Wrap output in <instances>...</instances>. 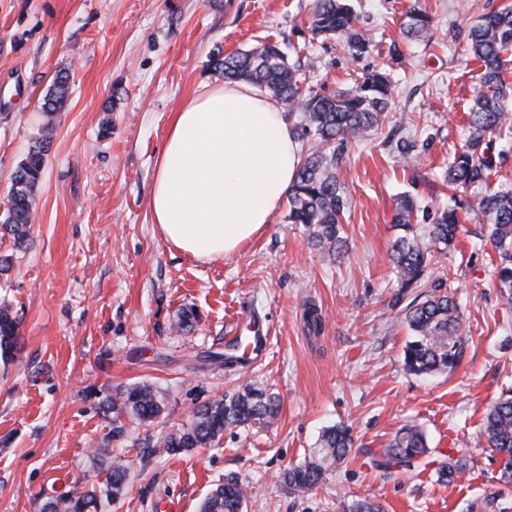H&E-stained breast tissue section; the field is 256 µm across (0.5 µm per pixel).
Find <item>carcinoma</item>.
<instances>
[{
    "label": "carcinoma",
    "mask_w": 512,
    "mask_h": 512,
    "mask_svg": "<svg viewBox=\"0 0 512 512\" xmlns=\"http://www.w3.org/2000/svg\"><path fill=\"white\" fill-rule=\"evenodd\" d=\"M432 29V18L421 10L406 14L408 35L426 38ZM312 31L316 36L341 38L354 57L362 56L372 47L370 37L355 28V16L348 0H315ZM467 47L483 68L481 88L468 108L469 135L448 163V191H472L470 210L475 220L490 225L489 241L500 255L496 267L495 286L504 305H512V187L496 191H480L497 171L508 151L499 147L512 142V94L503 78L504 56L512 52V7L505 6L484 15L467 33ZM213 69L226 80H246L268 92L288 111L302 112L295 129L296 136L312 142L303 157L296 182L288 193V221L307 228L309 244L330 261L341 259L347 249L342 235L341 216L349 205L344 182L339 174V150L360 141L384 119L391 97L387 75L370 73L356 86L329 94H304L297 66L287 62L279 47L267 42L246 51L229 55L217 54L211 60ZM69 75L57 76L44 102L43 114L51 116L63 104ZM47 139L35 141L13 174L8 194L6 216L0 223L10 234L14 246L23 248L28 242L32 223V197L45 167ZM459 205L439 213L430 225L428 237L414 231L416 206L406 197L397 206L393 222L403 230L391 248L390 262L396 271L399 292L394 305H399L411 288H419L434 252H443L461 230ZM442 248H436V245ZM404 322L411 332L403 347L406 371L426 375L454 370L462 358L464 314L454 296L442 289L424 294V300L412 301L403 309ZM309 334L322 330L318 309L309 306L304 312ZM19 319L8 307H0V358L8 360L17 350ZM107 412L114 426L126 414L147 423L162 412V404L153 388L133 384L108 400ZM279 404L274 396L250 384L232 396L210 401L193 411L188 425L169 433L162 445L165 453L176 455L220 441L224 429L248 425L253 421L274 419ZM480 438L497 454L498 481L512 484V394L494 402L486 412ZM351 451V438L341 426L327 428L320 440L317 458L287 469L283 479L298 490H313L324 481L331 468L343 461ZM425 436L415 427L402 429L385 449L376 465L385 470L409 467L426 456ZM466 467L465 459L445 462L440 466L443 478L453 480ZM126 487V475L120 465L112 467L104 487L75 490L44 504L43 512H90L102 502L120 498ZM245 493L235 480L218 486L204 500L201 512H242Z\"/></svg>",
    "instance_id": "obj_1"
}]
</instances>
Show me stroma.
<instances>
[{"instance_id": "obj_1", "label": "stroma", "mask_w": 512, "mask_h": 512, "mask_svg": "<svg viewBox=\"0 0 512 512\" xmlns=\"http://www.w3.org/2000/svg\"><path fill=\"white\" fill-rule=\"evenodd\" d=\"M512 0H352L370 51L314 35V0H0V211L11 176L42 133V106L57 75L69 93L54 116L29 241L0 235V304L20 321V349L0 362V512H42L78 484L104 482L113 464L127 490L110 512H200L218 484L238 481L243 512H346L354 501L384 512H512V485L477 437L489 406L512 388V308L492 286L498 256L487 225L461 214L462 232L435 255L428 283H445L465 319L466 345L453 371L403 369L410 332L392 300L389 252L400 236L401 196L420 206L425 232L448 205L444 173L467 136L466 110L481 66L465 33ZM432 18V35L408 39L405 16ZM277 43L302 63L304 90L330 93L380 71L391 80L385 120L342 151L348 250L329 263L280 206L265 234L239 253L201 263L169 245L151 218L149 195L171 112L202 85L221 83L211 59ZM414 140L411 161L393 137ZM320 335L304 325L307 306ZM194 321L178 329L183 311ZM260 324L265 357L225 365L230 336ZM276 395L278 418L230 427L218 444L171 456L163 437L204 403L243 383ZM148 383L162 413L123 417L115 435L106 397ZM348 428L352 448L317 489L288 487L282 474L315 451L322 430ZM430 448L409 469L374 466L404 426ZM107 449L95 460L93 451ZM464 458L465 472L438 467Z\"/></svg>"}]
</instances>
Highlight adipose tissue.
I'll list each match as a JSON object with an SVG mask.
<instances>
[{"label": "adipose tissue", "instance_id": "ef3b65f1", "mask_svg": "<svg viewBox=\"0 0 512 512\" xmlns=\"http://www.w3.org/2000/svg\"><path fill=\"white\" fill-rule=\"evenodd\" d=\"M300 152L274 99L232 82L202 86L170 116L152 222L198 261L233 255L271 224L296 180Z\"/></svg>", "mask_w": 512, "mask_h": 512}]
</instances>
